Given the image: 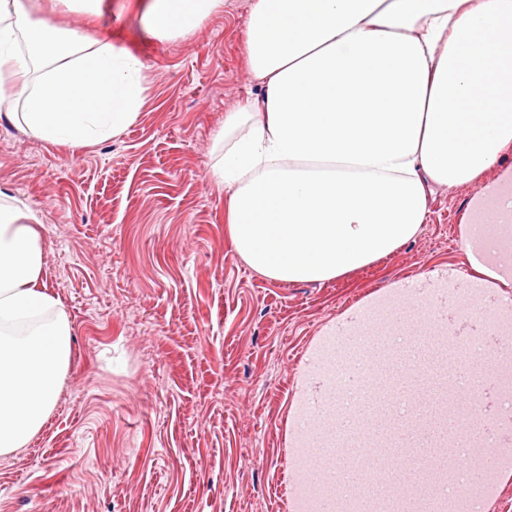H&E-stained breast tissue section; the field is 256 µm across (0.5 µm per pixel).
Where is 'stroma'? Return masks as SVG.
Here are the masks:
<instances>
[{
    "mask_svg": "<svg viewBox=\"0 0 512 512\" xmlns=\"http://www.w3.org/2000/svg\"><path fill=\"white\" fill-rule=\"evenodd\" d=\"M252 0L160 42L104 12L94 34L148 65L137 120L79 148L0 120V191L37 213L45 285L73 330L54 410L0 456V512H297L285 489L291 420L324 392L308 354L356 305L405 276L462 267L472 204L512 175V151L475 181L440 187L423 231L324 284L278 283L226 233L209 175L224 115L255 96L245 65Z\"/></svg>",
    "mask_w": 512,
    "mask_h": 512,
    "instance_id": "35a3bbf8",
    "label": "stroma"
}]
</instances>
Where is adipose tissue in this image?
Wrapping results in <instances>:
<instances>
[{
	"instance_id": "ef3b65f1",
	"label": "adipose tissue",
	"mask_w": 512,
	"mask_h": 512,
	"mask_svg": "<svg viewBox=\"0 0 512 512\" xmlns=\"http://www.w3.org/2000/svg\"><path fill=\"white\" fill-rule=\"evenodd\" d=\"M0 0V117L79 147L122 133L148 67L111 38ZM145 33L203 28L224 0H137ZM245 55L258 93L224 115L212 179L231 243L280 283H326L423 229L435 188L512 149V0H254ZM41 220L0 202V456L51 414L72 327L42 281Z\"/></svg>"
}]
</instances>
